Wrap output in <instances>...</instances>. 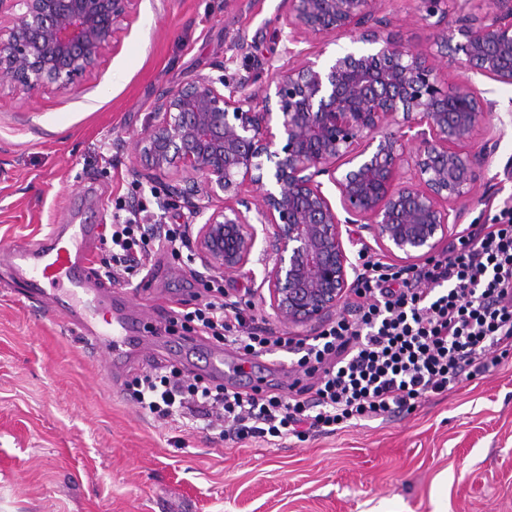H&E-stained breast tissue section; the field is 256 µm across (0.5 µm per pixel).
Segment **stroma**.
Segmentation results:
<instances>
[{"label":"stroma","instance_id":"stroma-1","mask_svg":"<svg viewBox=\"0 0 512 512\" xmlns=\"http://www.w3.org/2000/svg\"><path fill=\"white\" fill-rule=\"evenodd\" d=\"M280 0H137L120 41L70 91L47 86L32 96L0 92V239L35 241L50 224L111 223L118 206L165 212L170 224L199 221L162 210L161 186L134 174L133 140L157 98L200 75L259 67L261 82L287 68L257 61L273 42ZM376 19L399 42L432 47L435 30L414 0H379ZM437 64L449 84L464 79L493 102L498 146L486 161L460 225L499 222L512 206V85ZM275 255L257 237L248 263L224 276V291L268 332L300 338L323 325L277 318L261 282ZM174 259L117 285L146 316L148 353L185 336L171 311L189 307L202 278L200 257L170 275ZM16 272L0 265V512H512V354L485 375L385 420L353 421L303 438L232 441L203 422L177 428L137 406L48 306L18 292ZM236 381L240 391L275 390L302 378L292 355H268Z\"/></svg>","mask_w":512,"mask_h":512}]
</instances>
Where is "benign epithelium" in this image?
<instances>
[{
	"label": "benign epithelium",
	"instance_id": "benign-epithelium-1",
	"mask_svg": "<svg viewBox=\"0 0 512 512\" xmlns=\"http://www.w3.org/2000/svg\"><path fill=\"white\" fill-rule=\"evenodd\" d=\"M135 0H0V90L31 96L95 67L119 39ZM378 0H280L288 68L245 95L257 76H200L162 93L134 141L136 172L162 185L167 208L205 217L196 236L210 268L248 262L255 225L275 259L261 285L293 325L333 316L356 266L345 241L367 230L387 255L429 257L459 224L497 148L492 105L467 79L448 85L431 55L366 30L374 52L320 62L339 33L357 31ZM21 6L20 12L14 6ZM478 0H418L435 19L438 54L458 68L512 84V0H495L476 27L448 31V7ZM395 131L390 132L388 128ZM326 177L339 194L334 205ZM252 193H246V188ZM224 194V204L202 203Z\"/></svg>",
	"mask_w": 512,
	"mask_h": 512
}]
</instances>
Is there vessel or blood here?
Here are the masks:
<instances>
[{"mask_svg":"<svg viewBox=\"0 0 512 512\" xmlns=\"http://www.w3.org/2000/svg\"><path fill=\"white\" fill-rule=\"evenodd\" d=\"M94 234L91 224H54L36 242H1L0 263L15 269L25 297L50 305L115 378L138 340L141 322L130 317L124 306L113 304L108 289L91 287L88 262ZM178 350L188 357L203 355L206 368L223 377V350H200L189 337L179 341Z\"/></svg>","mask_w":512,"mask_h":512,"instance_id":"1","label":"vessel or blood"}]
</instances>
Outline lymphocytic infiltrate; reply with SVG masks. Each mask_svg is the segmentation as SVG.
Listing matches in <instances>:
<instances>
[{
    "mask_svg": "<svg viewBox=\"0 0 512 512\" xmlns=\"http://www.w3.org/2000/svg\"><path fill=\"white\" fill-rule=\"evenodd\" d=\"M104 278L134 275L153 247L181 258L183 224H146L138 211L114 214ZM348 314L313 338L272 336L226 299L210 278L192 310H176L191 332L243 357L295 354L313 384L258 396L185 376L178 368L136 377L133 397L164 424L206 420L224 438H283L411 409L430 393L484 375L512 352V207L498 224L470 225L449 254L410 268L368 259Z\"/></svg>",
    "mask_w": 512,
    "mask_h": 512,
    "instance_id": "obj_1",
    "label": "lymphocytic infiltrate"
}]
</instances>
